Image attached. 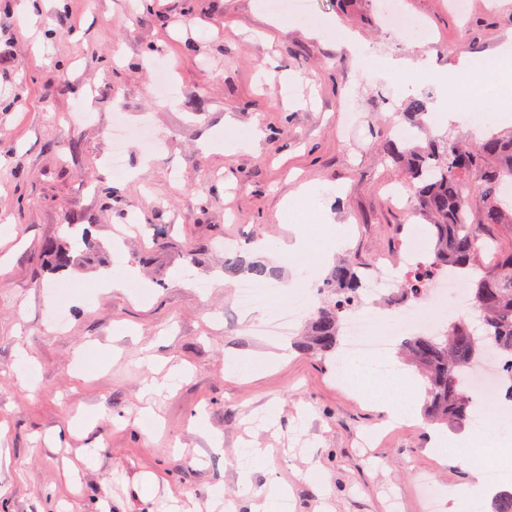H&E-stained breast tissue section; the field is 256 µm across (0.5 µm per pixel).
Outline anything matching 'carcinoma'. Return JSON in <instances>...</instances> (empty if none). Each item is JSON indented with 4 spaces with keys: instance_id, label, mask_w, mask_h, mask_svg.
I'll use <instances>...</instances> for the list:
<instances>
[{
    "instance_id": "carcinoma-1",
    "label": "carcinoma",
    "mask_w": 512,
    "mask_h": 512,
    "mask_svg": "<svg viewBox=\"0 0 512 512\" xmlns=\"http://www.w3.org/2000/svg\"><path fill=\"white\" fill-rule=\"evenodd\" d=\"M410 127L429 130L426 101L414 99L404 113ZM374 140L384 158L405 166L407 187L429 221L434 240L430 260L406 275L401 299H420L429 281L451 269L467 275L478 319L490 334L481 338L461 318L438 336L415 334L402 343L408 365L424 385V415L431 424L460 429L469 420L473 403L466 388L467 370L481 355L509 359L500 369V387L512 398V135L490 133L475 145L464 143L452 131L428 137L422 146L404 137L393 139L374 128ZM493 252L491 264L478 277L469 271ZM45 252L57 266L70 267L75 258L70 243L59 240ZM364 284L359 266L350 259L333 265L324 277L321 304L306 325L300 351L331 353L341 334V306L361 296Z\"/></svg>"
}]
</instances>
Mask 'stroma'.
Returning <instances> with one entry per match:
<instances>
[{"label":"stroma","mask_w":512,"mask_h":512,"mask_svg":"<svg viewBox=\"0 0 512 512\" xmlns=\"http://www.w3.org/2000/svg\"><path fill=\"white\" fill-rule=\"evenodd\" d=\"M131 2L12 0L0 11V512H166L177 494L208 512L219 486L250 512L273 480L290 487L288 512H432L420 480L469 482L465 463L436 459L435 426H390L338 372L346 347L301 353L262 327L286 300L280 285L306 287L321 267V238L346 235V256L368 267L387 255L405 276L413 219L390 199L405 173L365 127L396 121L413 98L437 111L448 73L471 83L486 54L512 49V0H470L465 18L449 0H403L420 32L385 25L377 0H310L316 24L288 15L278 28L257 0ZM404 58L426 64L408 89L386 69ZM158 60L174 95L155 91ZM118 108L158 144L130 148L132 181L104 163ZM255 128L258 151L205 147ZM303 183L319 195L297 220L319 238L293 262L277 248ZM73 224L89 235L85 256L53 272L43 248ZM228 246L276 272L243 317ZM119 268L131 287H113ZM231 353L260 370L227 378ZM150 355L186 372L153 395L147 418L141 391L165 380ZM370 430L380 437L362 447ZM248 438L268 455L247 493L237 465ZM311 469L321 482L305 480Z\"/></svg>","instance_id":"35a3bbf8"}]
</instances>
